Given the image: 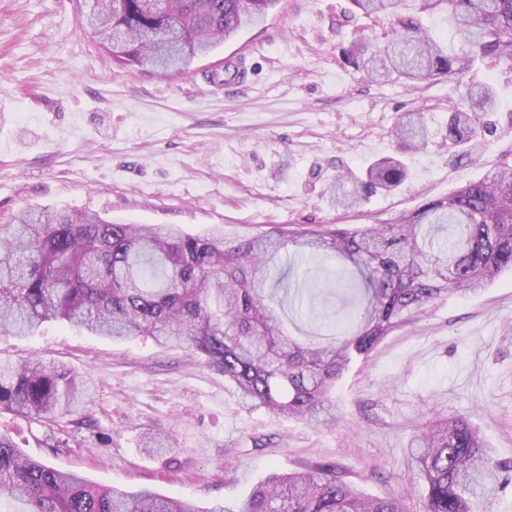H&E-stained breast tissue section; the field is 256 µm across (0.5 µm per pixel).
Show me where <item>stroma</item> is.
<instances>
[{
	"mask_svg": "<svg viewBox=\"0 0 512 512\" xmlns=\"http://www.w3.org/2000/svg\"><path fill=\"white\" fill-rule=\"evenodd\" d=\"M88 9L89 0H0V225L32 206L191 234L220 224L229 241L297 224H391L512 164V69L485 60L456 84L368 81L342 49L353 31L375 38L382 27L349 0H278L263 25L170 78L113 66L78 24ZM486 84L497 94L488 131L466 155L442 148L450 107ZM416 109L431 137L400 153L405 183L336 209V175L398 153L395 123ZM0 357L67 367L90 389L51 425L1 414L24 454L102 486L152 487L197 512L234 506L270 471L317 462L424 512L408 448L436 416L469 418L496 459L512 460L511 270L480 293L435 302L355 361L326 420L247 407L190 351L144 338L53 323L0 336ZM147 433L174 437L168 457L144 452Z\"/></svg>",
	"mask_w": 512,
	"mask_h": 512,
	"instance_id": "stroma-1",
	"label": "stroma"
}]
</instances>
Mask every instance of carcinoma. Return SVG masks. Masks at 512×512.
<instances>
[{
    "mask_svg": "<svg viewBox=\"0 0 512 512\" xmlns=\"http://www.w3.org/2000/svg\"><path fill=\"white\" fill-rule=\"evenodd\" d=\"M369 18L389 20L382 37L362 36L343 49L370 78L409 85L454 81L476 59L512 68V0H350ZM276 0H92L80 25L122 68L179 73L196 58L264 22ZM444 12L448 45L430 36L422 15ZM452 106L443 145L460 147L487 130L493 90H468ZM398 143L427 146L423 113L395 126ZM404 163L377 159L363 179L340 175L336 205L351 208L398 189ZM294 251L340 258L354 266L362 297L346 319L328 318L340 335L301 344L287 334L273 305L289 296L275 260ZM512 270V165L469 181L448 196L402 214L393 224L356 229L336 224L278 229L230 243L224 229L200 235L176 227L114 224L97 214L30 208L0 225V333L26 336L66 323L114 339L145 336L186 346L234 383L246 406L315 420L328 412L336 381L395 328L450 292L475 293ZM83 381L60 366L0 359V411L51 423L78 411ZM424 512H476L475 503L512 482V463L495 460L462 417L435 420L412 440ZM24 512H194L148 487L110 489L63 472L0 434V497ZM205 512H407L404 500L370 498L336 479L331 464L289 474L271 471L236 507L214 502Z\"/></svg>",
    "mask_w": 512,
    "mask_h": 512,
    "instance_id": "1",
    "label": "carcinoma"
}]
</instances>
